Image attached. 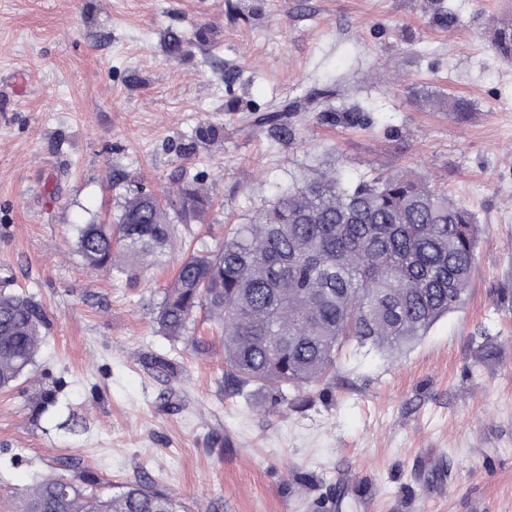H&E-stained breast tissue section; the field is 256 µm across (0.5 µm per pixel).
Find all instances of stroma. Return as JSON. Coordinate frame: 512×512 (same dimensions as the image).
Returning <instances> with one entry per match:
<instances>
[{
  "label": "stroma",
  "mask_w": 512,
  "mask_h": 512,
  "mask_svg": "<svg viewBox=\"0 0 512 512\" xmlns=\"http://www.w3.org/2000/svg\"><path fill=\"white\" fill-rule=\"evenodd\" d=\"M508 20L512 0H0V289L49 318L31 373L0 391V512L75 458L219 512H512V62L493 44ZM184 167L213 206L167 265L87 268L76 225L115 221L130 190L176 193ZM403 169L484 227L465 304L420 340L346 346L333 385L274 409L225 392L204 316L191 334L210 353L159 332L183 254L299 179ZM52 385L83 432L33 420Z\"/></svg>",
  "instance_id": "35a3bbf8"
}]
</instances>
